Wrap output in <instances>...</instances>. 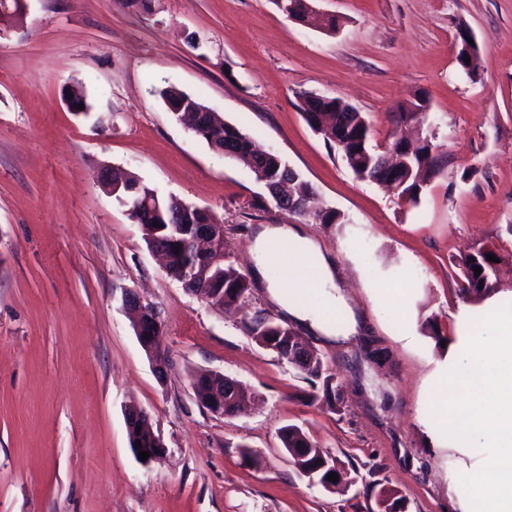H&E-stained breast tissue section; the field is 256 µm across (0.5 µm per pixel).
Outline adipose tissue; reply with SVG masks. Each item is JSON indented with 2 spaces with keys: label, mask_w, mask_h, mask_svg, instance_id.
I'll use <instances>...</instances> for the list:
<instances>
[{
  "label": "adipose tissue",
  "mask_w": 512,
  "mask_h": 512,
  "mask_svg": "<svg viewBox=\"0 0 512 512\" xmlns=\"http://www.w3.org/2000/svg\"><path fill=\"white\" fill-rule=\"evenodd\" d=\"M256 270L264 272L277 250L287 275L270 283L273 300L327 342L343 343L358 332L353 307L336 284L337 266L295 224L264 225L254 237ZM379 305L404 340L415 326L405 314L407 279L386 288L373 284ZM456 339L429 377L424 409L435 438H447L458 456L459 477L451 495L459 512H512V292L496 291L478 305H461Z\"/></svg>",
  "instance_id": "adipose-tissue-1"
}]
</instances>
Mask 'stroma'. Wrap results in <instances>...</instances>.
Wrapping results in <instances>:
<instances>
[{
  "instance_id": "stroma-1",
  "label": "stroma",
  "mask_w": 512,
  "mask_h": 512,
  "mask_svg": "<svg viewBox=\"0 0 512 512\" xmlns=\"http://www.w3.org/2000/svg\"><path fill=\"white\" fill-rule=\"evenodd\" d=\"M340 24L327 34L273 0H29L0 33V512H373L392 489L407 512H454L456 456L424 424V381L453 342L460 259L491 248L512 290V0H313ZM481 55L469 77L453 54L458 25ZM83 83L87 113L70 112ZM276 152L341 224L278 209L242 165L169 112L168 86ZM341 98L385 145L395 112L425 99L439 174L418 204L357 180L305 121L298 94ZM119 166L159 194L210 210L225 254L246 274L254 231L299 223L339 265L370 340L340 347L306 329L341 386L337 408L248 335L244 313L187 292L141 227L101 186ZM408 277L406 343L364 275ZM137 293L162 320L165 379L124 309ZM212 370L255 401L206 409L193 376ZM150 414L166 452L140 462L125 411ZM294 424L342 462L329 492L301 476L280 440Z\"/></svg>"
}]
</instances>
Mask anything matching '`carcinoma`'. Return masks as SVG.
Returning a JSON list of instances; mask_svg holds the SVG:
<instances>
[{"label":"carcinoma","mask_w":512,"mask_h":512,"mask_svg":"<svg viewBox=\"0 0 512 512\" xmlns=\"http://www.w3.org/2000/svg\"><path fill=\"white\" fill-rule=\"evenodd\" d=\"M161 98L168 110L175 116L190 108L202 106L196 98L175 88L167 87L160 91ZM300 109L308 125L323 138L330 146L336 147L343 160L351 169L354 176L371 184H380L387 180V174L379 162L380 152L371 145V130L365 117L360 112L334 113L336 107L342 105L337 97H328V102L321 103L311 99V93L299 94ZM198 137L204 139L216 150L223 151L224 156L248 168L256 179H264L273 186L282 181V174L288 170L287 163L277 154L258 149L253 141L238 128L225 124L222 129L208 132L198 131ZM398 163L399 176L402 178L399 196H408L416 204L419 201V190L424 183L433 179L439 172L436 158L429 149L421 148L412 154L402 153L392 157ZM112 178L122 184V189L114 192V197L120 204L138 214V210L146 207L147 203L159 208L165 218V223L154 224L157 217L145 220L141 216L138 223L155 233L161 242L178 243L191 236L195 224H215V216L206 208L187 203L173 195L167 197L143 184L136 176L126 170L112 168ZM293 206L288 213L299 217H314L321 223H329L339 219V214L328 212H312L310 202L314 196L311 184L297 174L292 178ZM169 274L181 282L185 288L209 289V303L222 309L228 307H245L249 295V285L245 274L227 260L215 265H190V259L184 252L176 253L169 250ZM481 268L482 273L475 275V268ZM463 281L459 292L466 296L482 297L497 290V284L492 279L491 261L487 253L478 248L468 252L462 258ZM247 333L255 342H268L273 336H292L294 332L261 311L255 312L245 322ZM279 359L296 367L305 375L315 389L314 397L332 407L336 406L337 386L335 376L326 372L320 355L309 352L310 363L302 364L296 361L292 351L284 347H273ZM201 384L199 394L208 398V391L216 386L224 390V415L235 416L246 408L244 388L237 384L229 387L228 380L212 379L207 374L197 376ZM283 448H305L309 454L306 460V470L312 473L314 483L325 486L327 476L332 472L337 461L336 456L321 448L311 436L307 435L296 425H287L280 431ZM379 512H405L406 502L403 497L395 494L381 495L377 500Z\"/></svg>","instance_id":"obj_1"}]
</instances>
